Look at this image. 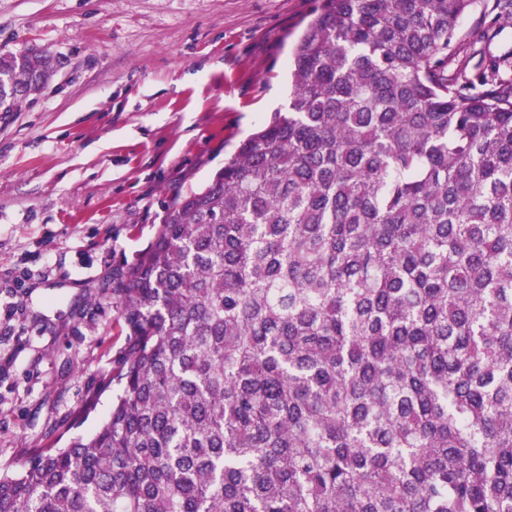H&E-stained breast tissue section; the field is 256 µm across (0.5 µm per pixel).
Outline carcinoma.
Segmentation results:
<instances>
[{"label": "carcinoma", "mask_w": 512, "mask_h": 512, "mask_svg": "<svg viewBox=\"0 0 512 512\" xmlns=\"http://www.w3.org/2000/svg\"><path fill=\"white\" fill-rule=\"evenodd\" d=\"M475 0H320L291 94L112 292V409L0 512H512V78ZM53 71L0 53V112ZM495 0H477L475 7L460 24V34L476 32L484 35L474 49L494 56L512 54V22L498 21V10L493 7Z\"/></svg>", "instance_id": "carcinoma-1"}]
</instances>
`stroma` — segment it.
Segmentation results:
<instances>
[{"label": "stroma", "mask_w": 512, "mask_h": 512, "mask_svg": "<svg viewBox=\"0 0 512 512\" xmlns=\"http://www.w3.org/2000/svg\"><path fill=\"white\" fill-rule=\"evenodd\" d=\"M477 0L461 34L512 54ZM319 0H0V51L37 46L55 73L0 112V471L68 429L91 434L125 330L119 274L163 210L203 187L288 106V61Z\"/></svg>", "instance_id": "stroma-1"}]
</instances>
